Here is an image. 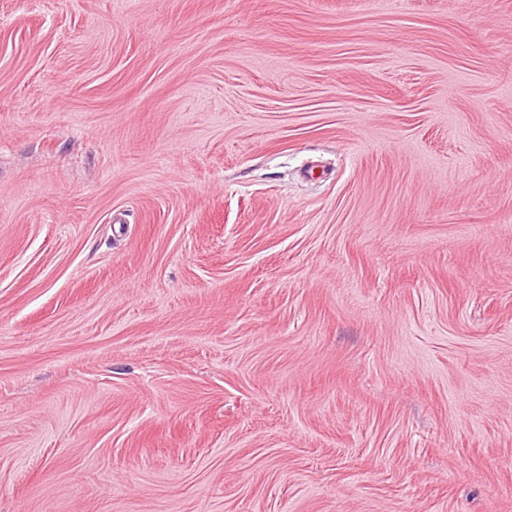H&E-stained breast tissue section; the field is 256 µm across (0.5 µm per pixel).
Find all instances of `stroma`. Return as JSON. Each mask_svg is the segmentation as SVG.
I'll list each match as a JSON object with an SVG mask.
<instances>
[{"mask_svg":"<svg viewBox=\"0 0 512 512\" xmlns=\"http://www.w3.org/2000/svg\"><path fill=\"white\" fill-rule=\"evenodd\" d=\"M0 512H512V0H0Z\"/></svg>","mask_w":512,"mask_h":512,"instance_id":"obj_1","label":"stroma"}]
</instances>
